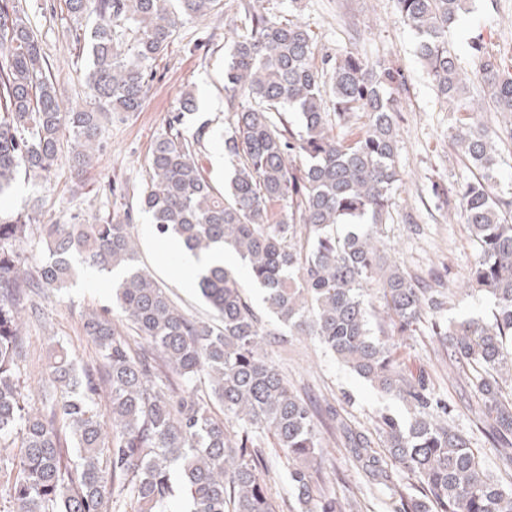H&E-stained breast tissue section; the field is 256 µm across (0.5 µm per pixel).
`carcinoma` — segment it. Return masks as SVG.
Segmentation results:
<instances>
[{"instance_id": "obj_1", "label": "carcinoma", "mask_w": 512, "mask_h": 512, "mask_svg": "<svg viewBox=\"0 0 512 512\" xmlns=\"http://www.w3.org/2000/svg\"><path fill=\"white\" fill-rule=\"evenodd\" d=\"M471 0H397L400 21L415 32L417 54L438 97L460 113L449 138L476 171L471 179L432 184L440 207L459 211L478 246L461 275L494 305L490 317L447 322L446 296L424 288L396 256L384 227L401 181L397 117L406 91L401 71L352 53L329 69L313 63V41L299 23L256 8L234 41L224 89L240 99L224 136L233 171L216 187L195 160L180 129L196 108L191 91L183 111L153 143L140 209L157 236L174 238L196 257L231 249L263 291L288 334L317 338L379 393L401 402L409 416H378L372 438L336 419L353 464L367 485L386 491L390 512H512V485L484 466L469 439L448 426V403L423 375L406 370L397 350L430 319L448 368L466 382L481 431L512 460V201L494 193L499 134L470 111L463 76L448 42L450 27ZM73 17L100 22L87 42L89 105L64 111L56 97L41 39L20 0H0V196L24 171H51L64 136L71 161L88 168L102 148L103 119L140 110L152 62L184 19H201L220 0H66ZM134 27L133 42L119 30ZM495 111L512 114V72L471 43ZM336 123L363 112V133L330 135L324 96ZM296 111L290 122L283 108ZM129 216L102 224H33L30 214H0V444L20 441L21 457L0 456V484L12 512H166L179 475L189 512H276L260 478L255 452L263 436L288 460V480L300 512H345L334 495L316 490L323 459L318 417L293 393L266 356L274 335L244 296L236 272L206 263L197 289L212 315L190 316L140 265ZM48 260L31 271L19 247L33 231ZM118 273L113 300L131 333L106 311L85 315L84 330L99 364L78 366L56 344L49 366L53 394L33 410L17 361L23 352L22 314L39 316L42 288L61 289L74 259ZM379 306H374V302ZM207 383L198 393L197 383ZM224 409L217 417L210 402ZM419 488H400L403 479Z\"/></svg>"}]
</instances>
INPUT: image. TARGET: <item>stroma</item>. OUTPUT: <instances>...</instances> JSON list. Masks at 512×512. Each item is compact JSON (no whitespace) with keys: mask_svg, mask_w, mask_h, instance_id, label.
<instances>
[{"mask_svg":"<svg viewBox=\"0 0 512 512\" xmlns=\"http://www.w3.org/2000/svg\"><path fill=\"white\" fill-rule=\"evenodd\" d=\"M31 22L41 34L57 95L66 104H84L87 96L88 58L76 48V28L92 27L96 16L75 19L64 0H21ZM257 9L303 23L309 30L315 64L349 52L369 61H387L399 68L407 91L398 117V162L402 180L394 189L387 224L388 235L407 258L413 274L435 288L445 289V320L488 315L489 301L478 292L459 287V276L474 260L477 248L463 218L437 208L433 182L452 183L471 177L468 163L449 140L455 115L436 96L433 83L416 52V36L399 23L396 0H222L210 18L186 20L179 25L169 47L152 64L153 76L140 111L112 115L103 132V148L92 166L74 172L70 145L62 143L56 164L46 177L18 176L11 194L0 199V213L28 212L40 224H97L113 214L130 213L138 238L140 260L171 297L190 315L209 318L208 307L195 285L176 277L178 254L155 236L148 214L136 207V190L147 177L148 156L169 119L179 112L185 91H193L197 106L187 114V133L203 132L197 161L216 183L223 184L229 164L224 156V134L232 116L229 93L224 90V55L247 26L244 8ZM477 40L512 69V0H473L470 13L449 31L448 42L464 71H473L477 59L469 43ZM467 98L483 108L482 120L502 132L499 141L495 192L512 200V116L494 110L486 90L471 83ZM265 325L274 330L266 355L286 376L290 387L320 412L336 409L351 427L373 432L382 410L402 413L401 404L382 395L338 362L310 336L278 335V323L267 312L259 289L245 285ZM41 317L26 330L25 354L17 372L30 391L32 407H41L46 392L44 374L54 342L66 345L78 360L90 361L95 345L83 331L88 310L112 307V278L90 276L77 270L67 288L45 291L37 298ZM399 355L411 371H424L430 387L448 401V422L467 434L489 470L503 479L512 469L500 460L477 428L468 409L467 388L461 377L448 370L439 347L422 322ZM326 445L319 466V485L336 495L346 512H388L389 497L366 488L360 471L334 424L320 427ZM262 452L268 468L262 473L277 512H289L294 498L288 484V463L274 449L273 438H263Z\"/></svg>","mask_w":512,"mask_h":512,"instance_id":"1","label":"stroma"}]
</instances>
